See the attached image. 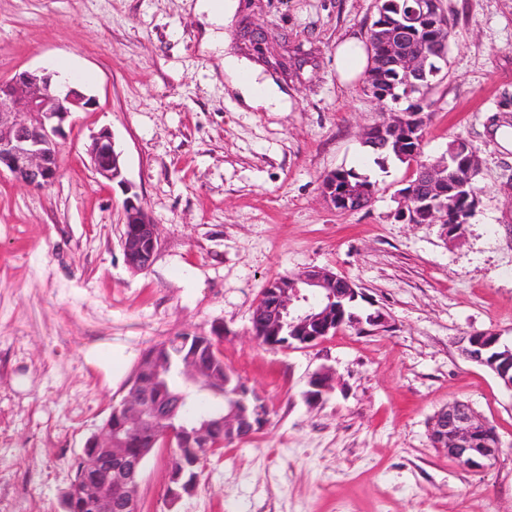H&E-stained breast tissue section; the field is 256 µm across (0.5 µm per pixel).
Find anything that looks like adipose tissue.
Wrapping results in <instances>:
<instances>
[{"instance_id": "obj_1", "label": "adipose tissue", "mask_w": 512, "mask_h": 512, "mask_svg": "<svg viewBox=\"0 0 512 512\" xmlns=\"http://www.w3.org/2000/svg\"><path fill=\"white\" fill-rule=\"evenodd\" d=\"M236 0H195L194 11L204 26L201 49L223 52L224 29L233 22ZM368 43L357 36L344 39L336 47V71L342 82L358 79L368 69ZM224 54V83L238 101L256 112H285L290 98L271 77L263 75L248 58Z\"/></svg>"}]
</instances>
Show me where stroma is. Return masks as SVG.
<instances>
[{
  "instance_id": "35a3bbf8",
  "label": "stroma",
  "mask_w": 512,
  "mask_h": 512,
  "mask_svg": "<svg viewBox=\"0 0 512 512\" xmlns=\"http://www.w3.org/2000/svg\"><path fill=\"white\" fill-rule=\"evenodd\" d=\"M188 2L0 0V79L61 70L96 101L72 115L53 185L0 175V512H63L77 454L146 352L185 333L214 339L268 421L208 452L174 504L169 451L155 449L140 512H512V390L458 347L481 331L512 346V149L498 136L512 124V0H441L453 38L423 154L463 139L481 167L457 244L439 225L394 219L415 166L368 151L361 133L381 106L336 72L337 42L366 35L376 0H238L226 50L274 75L287 112L227 97L223 58L201 51ZM104 128L159 229L143 271L121 248L125 195L87 154ZM339 168L376 183L370 207L324 201L322 179ZM311 268L353 281L357 314L383 312L387 327L313 346L254 341L268 283ZM321 368L335 387L312 408L304 392ZM453 400L501 440L484 469L431 442V417Z\"/></svg>"
}]
</instances>
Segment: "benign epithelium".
<instances>
[{"mask_svg": "<svg viewBox=\"0 0 512 512\" xmlns=\"http://www.w3.org/2000/svg\"><path fill=\"white\" fill-rule=\"evenodd\" d=\"M389 65L398 74L418 77L425 70L430 53L424 49H411L401 36L386 39ZM93 100L80 87L56 84L53 75L42 71H19L6 81L0 80V172L9 171L20 183L32 189H44L54 183L60 174V140L65 135V124L72 113L86 109ZM422 119V114L401 112L388 120L369 127L365 139L408 134ZM92 166L102 179L124 188L129 196L124 199V226L121 244L125 261L133 270L148 268L158 249L157 225L131 193L111 135L97 133L88 148ZM426 186L427 224H439L445 238L454 239L456 233L448 226V216L441 207L440 187L449 179L448 163L436 160L421 162ZM327 202L338 211L350 212L352 205L366 197L363 190L343 189L334 194L323 191ZM401 219L417 218L414 192H398ZM358 289L351 281L326 268L307 270L285 280L273 281L256 305V317L268 340L280 345H310L329 335L345 301L354 302ZM490 348L467 335L460 340L461 355L491 370L503 385L512 390V351L505 354L507 364L498 358L489 359L484 351ZM167 364L159 358V350L147 352L136 371L127 394L113 406L111 418L100 431L90 437L80 460H92L94 467L105 475L93 495L80 494L73 485L63 499V512H138L137 491L141 470L152 449L131 450L134 436L148 429L154 441L171 446L172 423L182 409L185 399L176 394L168 397L159 391L157 383ZM333 373L325 368L315 371L308 380L306 400L318 404L333 388ZM266 420V406L262 399L253 405L245 402L231 404L224 415L205 420L194 426L192 437L197 440V457L181 469L170 472L168 496L175 501L190 493L197 481L194 469L201 463L211 447L213 437L252 434ZM430 438L434 447L445 451L459 465L477 470L499 455L498 435L482 421L466 402L455 400L435 412L431 419ZM120 492L112 497V487Z\"/></svg>", "mask_w": 512, "mask_h": 512, "instance_id": "benign-epithelium-1", "label": "benign epithelium"}]
</instances>
